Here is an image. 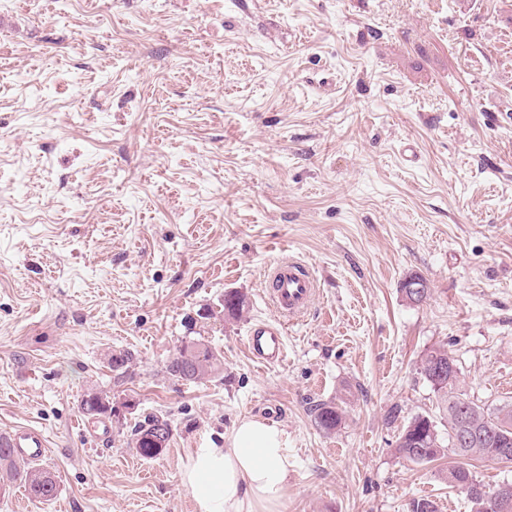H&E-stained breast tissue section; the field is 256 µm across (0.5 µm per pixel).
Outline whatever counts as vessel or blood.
Segmentation results:
<instances>
[{"label": "vessel or blood", "instance_id": "b4317fda", "mask_svg": "<svg viewBox=\"0 0 512 512\" xmlns=\"http://www.w3.org/2000/svg\"><path fill=\"white\" fill-rule=\"evenodd\" d=\"M267 283V300L277 320L253 323L247 332V346L255 361L274 366L285 360V328L304 319L316 295V282L304 263L281 258L270 265ZM10 446L16 457L32 463L42 462L49 448L45 434L31 426L14 428Z\"/></svg>", "mask_w": 512, "mask_h": 512}]
</instances>
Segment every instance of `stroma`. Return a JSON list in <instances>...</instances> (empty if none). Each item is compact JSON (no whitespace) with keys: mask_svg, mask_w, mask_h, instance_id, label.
<instances>
[{"mask_svg":"<svg viewBox=\"0 0 512 512\" xmlns=\"http://www.w3.org/2000/svg\"><path fill=\"white\" fill-rule=\"evenodd\" d=\"M282 256L318 291L266 368L245 333ZM193 338L223 369L171 379ZM437 347L471 401L512 403V0H0V433L41 429L58 487L0 512H195L189 449L244 417L288 435L285 512H471L443 461L395 453L437 414ZM154 415L173 435L145 459ZM102 392L92 391L87 392L84 394L80 401V410L83 412L84 415H86L88 418H100L102 416H106L107 409L106 405L109 408L108 412L112 413V402L108 398H106L104 395L103 402H102ZM159 426H165L167 430L161 427L154 432L155 428ZM168 435L170 441L172 429L168 421L163 417L160 419L158 416H154L148 419L147 422L145 421L144 424L135 425L132 428L130 444L140 456L146 459H154L160 456L165 448H167V446L165 448H155V446H164ZM150 439L155 446L151 443Z\"/></svg>","mask_w":512,"mask_h":512,"instance_id":"35a3bbf8","label":"stroma"}]
</instances>
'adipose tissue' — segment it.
I'll return each instance as SVG.
<instances>
[{"mask_svg": "<svg viewBox=\"0 0 512 512\" xmlns=\"http://www.w3.org/2000/svg\"><path fill=\"white\" fill-rule=\"evenodd\" d=\"M289 450L275 424L243 419L226 448H195L180 477L197 512H282Z\"/></svg>", "mask_w": 512, "mask_h": 512, "instance_id": "adipose-tissue-1", "label": "adipose tissue"}]
</instances>
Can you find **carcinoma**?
Returning <instances> with one entry per match:
<instances>
[{
  "label": "carcinoma",
  "instance_id": "obj_1",
  "mask_svg": "<svg viewBox=\"0 0 512 512\" xmlns=\"http://www.w3.org/2000/svg\"><path fill=\"white\" fill-rule=\"evenodd\" d=\"M454 361L444 348H434L421 359L420 373L431 385L437 398L440 419L448 431V446H443L435 421L424 415L415 417L399 434L395 453L398 457L416 463L433 462L451 452L459 457L486 458L503 464H512V450H503V442H512V404L485 409L465 397L459 390L458 372L448 374L443 381L430 375L431 366ZM223 357L201 339L184 343L169 359L166 373L176 381L195 382L217 374ZM80 410L89 418L107 415L101 393L84 394ZM318 426L327 432L336 430L343 422V412L334 405L317 408ZM170 427L168 421L157 416L136 425L130 433V444L137 453L154 459L163 449L151 443L155 428ZM463 428L470 431L471 440L462 447L455 444L456 434ZM442 479L451 488L465 493L472 512H512V482H504L494 489L481 484L473 473L461 464H450L441 472ZM23 481L28 495L38 501H49L57 493L56 480L47 471L22 465L11 455L7 438L0 436V481Z\"/></svg>",
  "mask_w": 512,
  "mask_h": 512
}]
</instances>
